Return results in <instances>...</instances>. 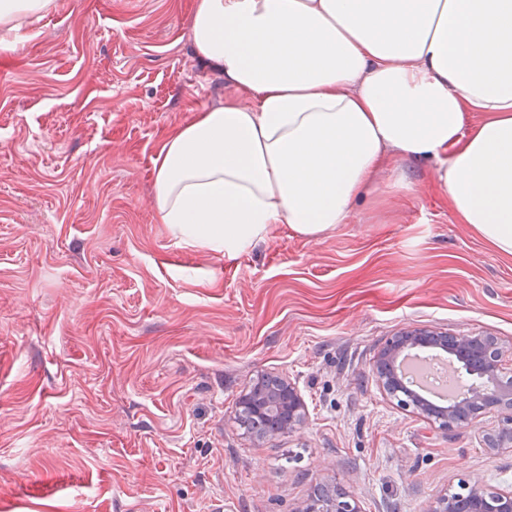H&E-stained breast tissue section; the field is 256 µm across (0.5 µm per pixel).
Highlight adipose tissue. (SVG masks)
<instances>
[{"label":"adipose tissue","mask_w":512,"mask_h":512,"mask_svg":"<svg viewBox=\"0 0 512 512\" xmlns=\"http://www.w3.org/2000/svg\"><path fill=\"white\" fill-rule=\"evenodd\" d=\"M53 0H0V27ZM195 60L247 103L202 108L153 162V211L233 257L317 239L431 161L462 223L512 257V0H194ZM487 113L466 125L467 111Z\"/></svg>","instance_id":"obj_1"}]
</instances>
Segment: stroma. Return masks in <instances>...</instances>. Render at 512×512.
<instances>
[{
  "label": "stroma",
  "mask_w": 512,
  "mask_h": 512,
  "mask_svg": "<svg viewBox=\"0 0 512 512\" xmlns=\"http://www.w3.org/2000/svg\"><path fill=\"white\" fill-rule=\"evenodd\" d=\"M193 0H54L0 28V512H296L337 483L362 512H426L472 475L512 489L491 419L443 431L386 398L408 328L512 344V258L460 223L430 162L317 240L278 225L235 257L152 207L195 110L237 97L195 61ZM305 423L239 427L258 375Z\"/></svg>",
  "instance_id": "35a3bbf8"
}]
</instances>
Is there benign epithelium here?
Segmentation results:
<instances>
[{"mask_svg": "<svg viewBox=\"0 0 512 512\" xmlns=\"http://www.w3.org/2000/svg\"><path fill=\"white\" fill-rule=\"evenodd\" d=\"M438 346L456 355L461 361L478 368L487 383L470 391L465 403H454L438 409L426 403L398 378L392 362L403 350L413 346ZM373 374L380 390L398 402L403 409L411 408L423 421L438 425L444 431L469 426L475 420L492 417L495 424L484 434L486 448L492 452L512 451V345L505 346L497 337L476 333L456 336L446 332L407 329L391 337L373 360ZM239 406L257 413L273 411L288 414V424L277 434L290 433L302 425L305 403L294 383L284 381L274 392L244 393ZM469 497L468 512H512V490L487 485L473 476L462 482ZM458 499L444 492L429 501L427 512H458ZM297 512H361L355 497L342 486L329 499L307 500Z\"/></svg>", "mask_w": 512, "mask_h": 512, "instance_id": "obj_1", "label": "benign epithelium"}]
</instances>
